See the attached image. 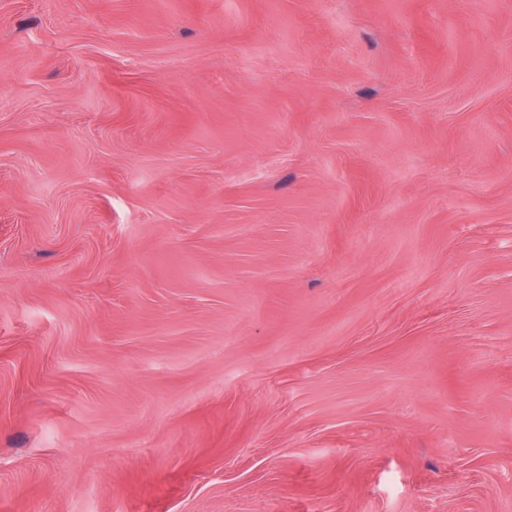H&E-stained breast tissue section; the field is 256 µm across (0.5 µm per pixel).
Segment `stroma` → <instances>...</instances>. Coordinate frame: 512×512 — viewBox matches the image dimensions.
Wrapping results in <instances>:
<instances>
[{
    "mask_svg": "<svg viewBox=\"0 0 512 512\" xmlns=\"http://www.w3.org/2000/svg\"><path fill=\"white\" fill-rule=\"evenodd\" d=\"M0 512H512V0H0Z\"/></svg>",
    "mask_w": 512,
    "mask_h": 512,
    "instance_id": "stroma-1",
    "label": "stroma"
}]
</instances>
